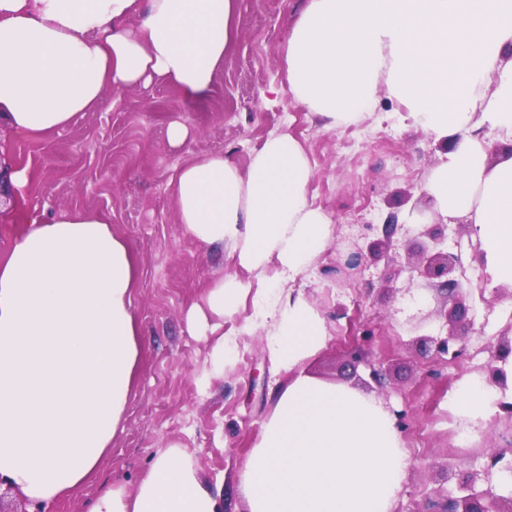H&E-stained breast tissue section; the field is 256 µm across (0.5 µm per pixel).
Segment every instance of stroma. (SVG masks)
Returning <instances> with one entry per match:
<instances>
[{
	"label": "stroma",
	"mask_w": 512,
	"mask_h": 512,
	"mask_svg": "<svg viewBox=\"0 0 512 512\" xmlns=\"http://www.w3.org/2000/svg\"><path fill=\"white\" fill-rule=\"evenodd\" d=\"M302 0H238L235 42L216 70L211 94L186 97L172 86L105 90L95 111L79 113L64 130L41 139L17 134L0 116V154L27 169L19 211L0 215V252L22 230L27 214L51 218L79 209L110 218L114 236L136 260L134 314L141 341L135 382L97 476L45 512H84L102 485L135 491L158 449L183 448L202 479L220 486L223 512H246L238 470L274 410L288 373L277 368L264 329L245 337L223 374L206 376L209 342L191 335L186 312L231 265L224 246L204 247L185 235L167 187L176 169L221 153L247 168L270 135L289 132L308 152L314 177L307 195L334 224L327 249L297 278L296 287L323 316L329 339L309 359L317 379L348 383L377 397L389 412H406L401 431L409 459L392 512H431L458 496L492 490L512 497V418L500 410L461 443L462 419L450 402L467 376L486 377L499 340L512 338V289L493 285L471 225L449 221L448 272L468 308L461 360L421 353L424 337L445 336L453 304L438 280L409 263L428 239L408 212L436 218L422 187L444 150L416 127L404 108L379 92L358 123L324 128L288 89L283 46ZM191 130L181 146L167 139L170 122ZM395 225L384 235V225ZM362 264L344 267L347 253ZM364 343L387 371L377 384L366 366L343 375L347 349ZM502 471L488 472L492 454Z\"/></svg>",
	"instance_id": "1"
}]
</instances>
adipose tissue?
<instances>
[{
  "label": "adipose tissue",
  "mask_w": 512,
  "mask_h": 512,
  "mask_svg": "<svg viewBox=\"0 0 512 512\" xmlns=\"http://www.w3.org/2000/svg\"><path fill=\"white\" fill-rule=\"evenodd\" d=\"M238 0H0V113L41 138L98 107L105 88L154 84L203 97L232 40ZM288 87L325 127L361 120L378 91L453 144L423 187L435 210L472 224L493 283L512 288V0H304L283 47ZM302 143L283 132L247 169L221 154L169 185L184 234L228 248L235 271L188 308L222 371L247 327L288 371L238 478L248 512H391L409 462L374 396L304 370L326 345L322 315L283 289L333 233L307 197ZM136 262L107 218L32 216L0 254V481L48 504L96 472L140 360ZM500 393L465 378L453 400L471 425ZM186 452L159 451L135 492L109 484L85 512H222Z\"/></svg>",
  "instance_id": "1"
}]
</instances>
